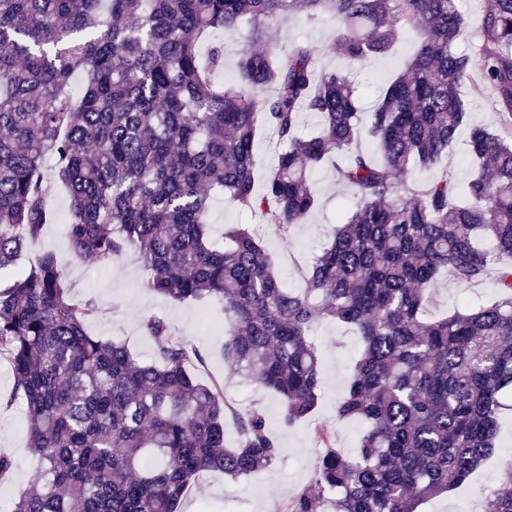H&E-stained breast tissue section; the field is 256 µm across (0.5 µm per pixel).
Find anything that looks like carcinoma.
Here are the masks:
<instances>
[{"instance_id": "carcinoma-1", "label": "carcinoma", "mask_w": 512, "mask_h": 512, "mask_svg": "<svg viewBox=\"0 0 512 512\" xmlns=\"http://www.w3.org/2000/svg\"><path fill=\"white\" fill-rule=\"evenodd\" d=\"M295 14L331 16V45L351 64L415 33L367 130L347 71L319 68L305 46L282 60L267 44ZM242 27L252 48L240 80L217 87L221 46L205 57L200 45ZM463 27L455 0H0V356L41 462L12 512H179L200 472L236 482L284 453L261 408L238 412L189 372L200 355L161 316L143 321L159 356L145 361L90 334L97 308L69 299L53 253L21 264L55 220L57 184L75 254L109 266L133 250L149 292L222 304L224 363L276 393L287 426L318 404L313 325L356 328L360 356L336 413L366 431L348 456L315 425L313 480L284 512H418L469 479L512 411V0H488L474 57L454 50ZM474 68L470 93L490 95L501 120L471 129L478 168L462 204L431 171L466 120ZM305 114L319 119L309 135ZM261 124L281 149L259 188ZM365 134L379 157L362 149ZM327 162L356 204L291 290L265 237L316 209L309 173ZM414 168L430 173L416 186L404 179ZM213 192L258 224L213 237ZM492 269L493 301L431 311L441 277L472 283ZM229 418L235 448L224 446ZM483 512H512V477L495 481Z\"/></svg>"}]
</instances>
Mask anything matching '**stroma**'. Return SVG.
<instances>
[{
	"label": "stroma",
	"mask_w": 512,
	"mask_h": 512,
	"mask_svg": "<svg viewBox=\"0 0 512 512\" xmlns=\"http://www.w3.org/2000/svg\"><path fill=\"white\" fill-rule=\"evenodd\" d=\"M457 7L464 18L465 30L456 49L476 54L485 38L482 18L486 0H457ZM334 25V20L328 17L309 20L295 15L274 25L268 38L279 55H287L296 45L303 44L314 51L319 67L349 70L359 91L361 111L371 112L380 90L403 70L412 56L416 38L412 32H402L390 54L351 67L330 47ZM466 106L467 123L459 129L454 146L436 170L437 175L448 177L460 188L465 186L471 171L468 154L471 126L482 125L491 130L499 126V114L489 96H468ZM311 183L319 200L318 209L303 223L268 240L275 270L291 288L302 287L303 271L315 254L332 241L338 217L352 203L350 191L337 182L331 165L314 170ZM49 204L56 220L47 225L43 238L29 248L24 259L36 261L48 250L56 254L71 299L93 303L98 309L97 317L88 324L89 332L124 344L141 359L152 360L156 357V346L145 334L142 321L151 313L161 315L171 335L201 352L203 359L190 364L191 373L201 381L220 384L225 400L238 410L261 407L270 433L284 449L281 460L273 468L237 482L228 481L218 472H203L185 496L181 512H283L288 500L313 479L318 456L313 423L328 426L338 448L349 453L355 451L363 424L336 416V402L345 392L359 350V338L353 326L329 319L313 326L311 336L322 358L319 404L312 422L284 426L276 394L243 379L225 365L220 348L224 339V314L215 301L176 302L148 292L142 286L146 272L132 252L107 267L77 257L67 235L70 200L63 187L53 189ZM496 292L497 284L491 277L477 284H463L444 277L436 285L435 309L451 314L466 303L483 304ZM13 386L10 366L0 358V454L14 460L11 481L0 485V512H11L39 468L37 456L28 450L25 404L12 399ZM510 474L512 412L505 414L501 421L494 452L469 480L447 495L425 501L419 512H482L494 481Z\"/></svg>",
	"instance_id": "stroma-1"
}]
</instances>
